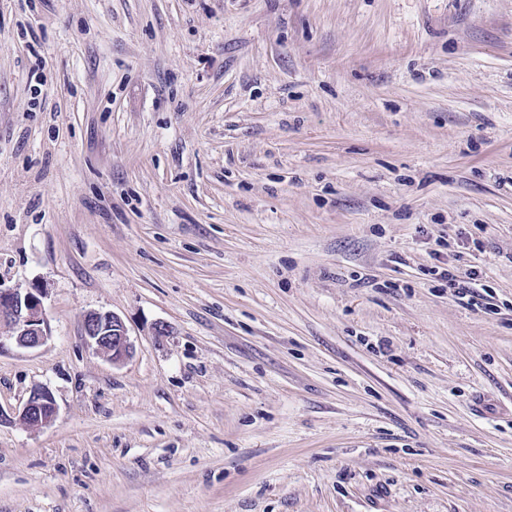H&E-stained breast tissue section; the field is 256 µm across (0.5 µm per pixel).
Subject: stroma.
I'll return each instance as SVG.
<instances>
[{"label":"stroma","mask_w":512,"mask_h":512,"mask_svg":"<svg viewBox=\"0 0 512 512\" xmlns=\"http://www.w3.org/2000/svg\"><path fill=\"white\" fill-rule=\"evenodd\" d=\"M0 286V512H512V0H0ZM43 290L26 292L0 286V322L12 330L10 339L25 350L42 347L49 339V328L43 312ZM82 333L87 345L105 356L112 365H121L134 354L126 325L114 313L87 312L82 319ZM56 414L57 406L52 394L43 387H37L30 392L19 417L27 426L41 428L49 425Z\"/></svg>","instance_id":"stroma-1"}]
</instances>
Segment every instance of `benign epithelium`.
Returning a JSON list of instances; mask_svg holds the SVG:
<instances>
[{"label":"benign epithelium","mask_w":512,"mask_h":512,"mask_svg":"<svg viewBox=\"0 0 512 512\" xmlns=\"http://www.w3.org/2000/svg\"><path fill=\"white\" fill-rule=\"evenodd\" d=\"M43 290L33 288L22 292L0 287V322L12 330L10 339L25 350L42 347L49 339V328L43 312ZM82 333L88 346L105 356L114 365H121L134 354L123 320L111 312L90 311L83 316ZM57 414L52 394L43 387L30 392L20 420L29 427L49 425Z\"/></svg>","instance_id":"1"}]
</instances>
